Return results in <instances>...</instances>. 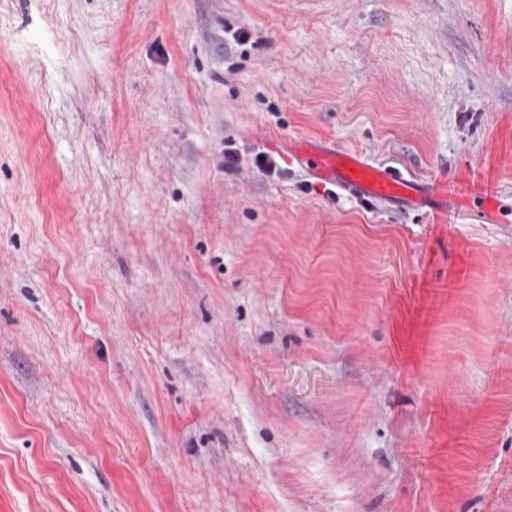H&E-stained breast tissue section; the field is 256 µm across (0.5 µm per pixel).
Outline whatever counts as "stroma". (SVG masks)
I'll return each instance as SVG.
<instances>
[{
	"instance_id": "stroma-1",
	"label": "stroma",
	"mask_w": 512,
	"mask_h": 512,
	"mask_svg": "<svg viewBox=\"0 0 512 512\" xmlns=\"http://www.w3.org/2000/svg\"><path fill=\"white\" fill-rule=\"evenodd\" d=\"M0 512H512V0H0ZM288 157L308 179L385 206L431 210L450 216L468 199L447 182L421 181L392 167L378 165L360 152L342 150L325 140L288 143Z\"/></svg>"
}]
</instances>
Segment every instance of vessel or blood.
Instances as JSON below:
<instances>
[{"mask_svg": "<svg viewBox=\"0 0 512 512\" xmlns=\"http://www.w3.org/2000/svg\"><path fill=\"white\" fill-rule=\"evenodd\" d=\"M288 155L308 179L333 185L351 196L386 206L426 209L442 214H452L459 209V193L448 183L419 180L400 170L376 164L363 153L339 149L325 140L289 143Z\"/></svg>", "mask_w": 512, "mask_h": 512, "instance_id": "b4317fda", "label": "vessel or blood"}]
</instances>
